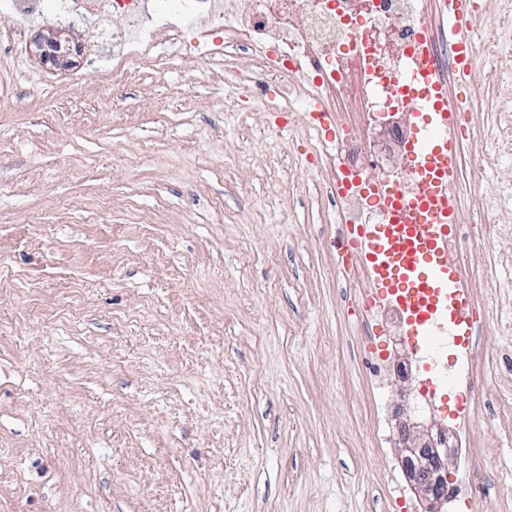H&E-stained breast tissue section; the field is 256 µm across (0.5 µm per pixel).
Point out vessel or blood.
Returning <instances> with one entry per match:
<instances>
[{
    "label": "vessel or blood",
    "instance_id": "1",
    "mask_svg": "<svg viewBox=\"0 0 512 512\" xmlns=\"http://www.w3.org/2000/svg\"><path fill=\"white\" fill-rule=\"evenodd\" d=\"M440 16L455 54V78L467 81L479 21L474 0H440ZM413 118L421 129L409 146L420 191L401 197L384 190L381 223L362 224L343 235L344 262L365 265L380 297L402 308L417 335L420 352L439 392L448 389V369L440 361L449 344L466 342L474 310L457 264L448 255L459 208L450 191L455 179L457 125L442 97L422 98Z\"/></svg>",
    "mask_w": 512,
    "mask_h": 512
}]
</instances>
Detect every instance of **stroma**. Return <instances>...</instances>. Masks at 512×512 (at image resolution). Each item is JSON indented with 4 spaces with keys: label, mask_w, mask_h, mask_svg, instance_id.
<instances>
[{
    "label": "stroma",
    "mask_w": 512,
    "mask_h": 512,
    "mask_svg": "<svg viewBox=\"0 0 512 512\" xmlns=\"http://www.w3.org/2000/svg\"><path fill=\"white\" fill-rule=\"evenodd\" d=\"M62 69L0 46V512H423L382 408L452 431L475 391L451 512H512V127L507 64L474 58L460 173L501 226L466 251L483 355L431 396L404 321L371 336L312 129L227 111L203 60L112 70L114 22L72 14ZM501 313L486 320L485 305ZM408 358L407 399L369 371Z\"/></svg>",
    "instance_id": "35a3bbf8"
}]
</instances>
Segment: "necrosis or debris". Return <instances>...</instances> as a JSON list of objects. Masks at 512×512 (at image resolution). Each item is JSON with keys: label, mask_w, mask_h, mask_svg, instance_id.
I'll return each mask as SVG.
<instances>
[{"label": "necrosis or debris", "mask_w": 512, "mask_h": 512, "mask_svg": "<svg viewBox=\"0 0 512 512\" xmlns=\"http://www.w3.org/2000/svg\"><path fill=\"white\" fill-rule=\"evenodd\" d=\"M74 3L92 18L121 17L113 68L146 59L164 66L172 51L224 65L245 56L253 70L229 86L233 100L325 112L337 135L315 150L327 165L326 188L348 185L338 196L345 223L377 222L382 201L368 184L415 193L410 161L377 170L366 134L391 114L415 111L416 93L431 80H448V34L432 0H177L168 19L153 15L151 0H59L58 9ZM423 45L433 68L411 87L402 69Z\"/></svg>", "instance_id": "necrosis-or-debris-1"}]
</instances>
